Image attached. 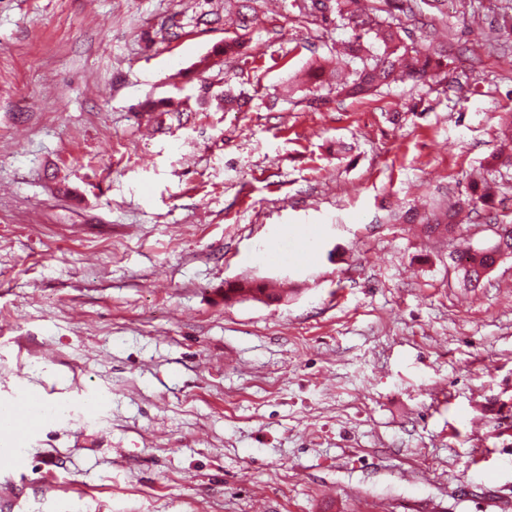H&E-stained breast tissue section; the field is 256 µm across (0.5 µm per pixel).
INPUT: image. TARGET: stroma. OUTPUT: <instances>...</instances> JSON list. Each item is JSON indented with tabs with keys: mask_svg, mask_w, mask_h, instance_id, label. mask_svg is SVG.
I'll return each mask as SVG.
<instances>
[{
	"mask_svg": "<svg viewBox=\"0 0 512 512\" xmlns=\"http://www.w3.org/2000/svg\"><path fill=\"white\" fill-rule=\"evenodd\" d=\"M504 13L408 0L447 81L346 98L312 0H0V402L68 408L0 512H512V257L388 220L497 148ZM485 250L486 248L470 249L452 258L464 287L480 288L488 277L484 275L485 269L493 262V258L486 254ZM233 294V297L226 296L224 291L225 301H230L236 296H250L253 299L264 301L267 303L278 302L281 300V295L275 291V288H268L266 284L257 281H241L235 284L234 288H228Z\"/></svg>",
	"mask_w": 512,
	"mask_h": 512,
	"instance_id": "35a3bbf8",
	"label": "stroma"
}]
</instances>
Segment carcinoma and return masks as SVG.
<instances>
[{
  "instance_id": "obj_1",
  "label": "carcinoma",
  "mask_w": 512,
  "mask_h": 512,
  "mask_svg": "<svg viewBox=\"0 0 512 512\" xmlns=\"http://www.w3.org/2000/svg\"><path fill=\"white\" fill-rule=\"evenodd\" d=\"M336 17L347 22L352 37L345 42L342 56L347 72L336 81V92L348 96L365 94L373 89L403 79L425 81L440 68L439 53L431 46H409L393 23L359 9V0H336ZM503 143L486 161V177L469 184L465 195L448 205L440 214L424 216L409 209L395 219L411 224L418 221L429 233L455 232L458 211L477 213L488 208L494 195L496 176L512 169V113L501 117ZM460 280L466 288H479L486 279L485 269L493 258L482 248L471 249L453 259ZM230 301L236 296H250L267 303L278 302L281 295L266 284L241 281L231 289Z\"/></svg>"
}]
</instances>
